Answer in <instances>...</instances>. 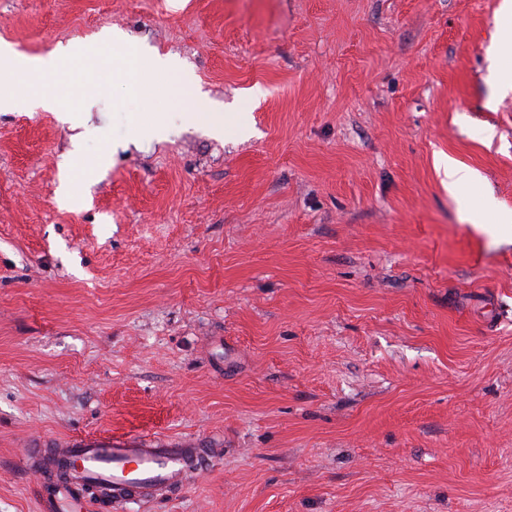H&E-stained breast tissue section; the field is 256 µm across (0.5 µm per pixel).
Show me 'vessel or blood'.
I'll return each instance as SVG.
<instances>
[{"label":"vessel or blood","instance_id":"b4317fda","mask_svg":"<svg viewBox=\"0 0 512 512\" xmlns=\"http://www.w3.org/2000/svg\"><path fill=\"white\" fill-rule=\"evenodd\" d=\"M213 456V449L199 442L153 434L34 438L25 451L28 466L66 471L70 484H108L104 500L113 512L130 501L147 503L178 492Z\"/></svg>","mask_w":512,"mask_h":512}]
</instances>
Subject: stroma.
Segmentation results:
<instances>
[{
  "mask_svg": "<svg viewBox=\"0 0 512 512\" xmlns=\"http://www.w3.org/2000/svg\"><path fill=\"white\" fill-rule=\"evenodd\" d=\"M501 2L0 0L84 48L0 67L54 102L0 109V512L31 436L146 432L218 454L123 512H512ZM0 61L1 64H9L20 71L35 74L57 72L63 65L62 58L58 53L39 60H28L14 55L10 49L2 45L0 47ZM439 170H442L445 183L448 185V194L455 196L457 190L464 184L475 178V172L459 164L450 157L442 158L438 163Z\"/></svg>",
  "mask_w": 512,
  "mask_h": 512,
  "instance_id": "35a3bbf8",
  "label": "stroma"
}]
</instances>
